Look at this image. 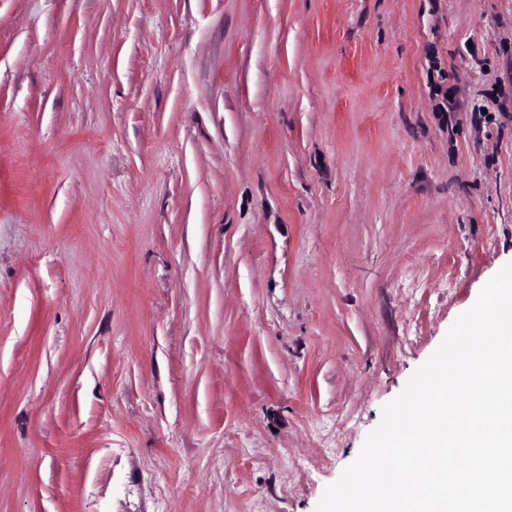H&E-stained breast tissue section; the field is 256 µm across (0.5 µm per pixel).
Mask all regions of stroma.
Listing matches in <instances>:
<instances>
[{"instance_id": "1", "label": "stroma", "mask_w": 512, "mask_h": 512, "mask_svg": "<svg viewBox=\"0 0 512 512\" xmlns=\"http://www.w3.org/2000/svg\"><path fill=\"white\" fill-rule=\"evenodd\" d=\"M512 262V0H0V512H315Z\"/></svg>"}]
</instances>
